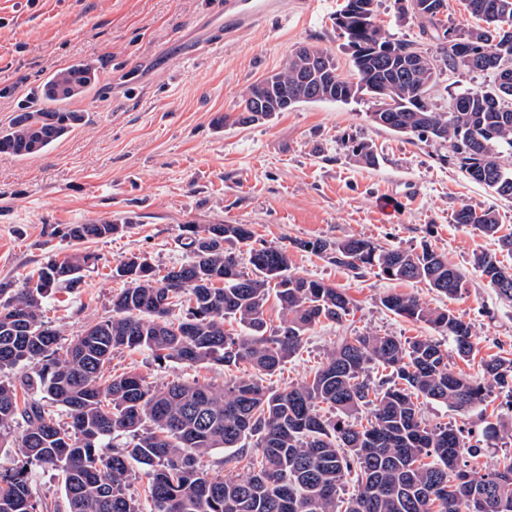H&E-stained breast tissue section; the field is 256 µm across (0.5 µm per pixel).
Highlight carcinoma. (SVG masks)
<instances>
[{"mask_svg": "<svg viewBox=\"0 0 512 512\" xmlns=\"http://www.w3.org/2000/svg\"><path fill=\"white\" fill-rule=\"evenodd\" d=\"M368 8L336 12L335 25L356 81L341 76L333 55L312 46L313 59L293 51L275 72L274 95L296 103H343L358 93L389 99L400 112L396 124L372 112L376 125L410 139L449 144V158L472 180L512 198V167L501 153L512 151V105L485 108L498 85L456 96L467 110H440L430 89L445 72L496 71L495 58L512 64V0H465L468 12L484 22L459 27L450 22L448 0H394L398 18L419 29V38L394 39L380 23L382 0ZM467 42L469 58L448 53V33ZM436 42L429 47L426 41ZM99 80L92 64L79 61L51 74L42 85V105L17 113L0 135V152L39 154L84 115L66 108L91 92ZM268 100L257 81L241 95L239 112L215 118L250 125L252 109ZM458 224L486 235L498 232L495 210L467 206ZM126 228L103 221L69 224L62 236L77 243L105 240ZM247 224H187V259L161 276L147 259L132 256L113 274L123 288L112 296V315L87 327L64 354L58 333L40 320L43 299L73 288L99 256L77 249L49 260L20 288L0 282V447L18 420L26 424L14 441V467L0 469V512H44L46 503L31 487L33 468H51L63 478L68 512H141L128 492L131 463L146 466L152 512H473L469 493L483 497L484 512H512V456L481 473L467 469L462 431L429 426L420 401L441 403L465 414L494 387L512 404V358L484 363L482 379L448 369V350L429 336H344L326 361L305 380L275 390L266 385L301 347L306 333L323 321L340 322L351 299L342 288L289 272L288 247L252 246ZM226 243L249 246L251 271ZM300 249L360 274L422 284L455 300L466 279L462 269L424 244L420 250L383 248L370 240H296ZM473 266L497 296L512 301V268L488 254ZM275 295L285 320L266 334L264 310ZM187 302L184 316L170 319ZM388 311L429 325L448 337L457 355L474 351L473 330L454 310L432 309L411 294L381 298ZM231 319L246 329H224ZM123 349H146L160 363L225 367L249 365L252 373L222 386L173 380L153 386L136 373L105 375ZM389 374L377 381L369 369ZM23 369L16 377L1 372ZM334 416L320 413V405ZM369 411L367 422L359 414ZM217 448L239 449L246 474L218 478L202 460ZM357 488L341 497L349 476Z\"/></svg>", "mask_w": 512, "mask_h": 512, "instance_id": "obj_1", "label": "carcinoma"}]
</instances>
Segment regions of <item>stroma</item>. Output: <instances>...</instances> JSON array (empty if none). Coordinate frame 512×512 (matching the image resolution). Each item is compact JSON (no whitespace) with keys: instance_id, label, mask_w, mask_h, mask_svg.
Wrapping results in <instances>:
<instances>
[{"instance_id":"35a3bbf8","label":"stroma","mask_w":512,"mask_h":512,"mask_svg":"<svg viewBox=\"0 0 512 512\" xmlns=\"http://www.w3.org/2000/svg\"><path fill=\"white\" fill-rule=\"evenodd\" d=\"M343 0H318L313 12L290 0L287 16H270L236 38L218 43L213 32L224 0H0V131L53 72L85 60L100 82L69 109L83 122L40 154L0 153V281L22 280L52 257L72 253L59 230L68 224L109 221L122 233L92 243L99 256L81 288L42 303L41 320L67 349L92 323L112 314L121 283L112 276L133 255L165 269L185 261L178 238L185 224H246L256 243L287 247L292 274L346 289L353 305L340 323L311 329L298 354L267 380L284 389L311 378L338 337L431 335L429 326L385 309L386 293L414 294L432 308L449 307L471 322L470 359L448 356L453 372L480 377L490 357H512V302L500 299L474 269V255H496L512 266L497 238L455 223L461 206L499 214L501 234H512V199L472 181L448 158L447 144L409 142L371 123L373 99L307 104L248 126L216 127V116L237 112L241 93L281 66L302 44L328 49L338 72L351 77L350 57L333 24ZM194 55H187V48ZM489 73L463 71L441 78L430 98L447 108L452 98L492 84ZM376 165L360 163L357 143ZM349 237L386 248L429 244L465 270L466 291L448 300L424 285L388 280L367 270L338 267L294 248L297 240ZM112 372L135 371L162 385L180 378L223 384L245 373L209 363L157 364L143 349L116 353ZM505 394L492 392L467 416L439 403L422 414L430 424L465 430L477 453L470 467L485 470L512 455V435L488 438L486 423L506 418Z\"/></svg>"}]
</instances>
